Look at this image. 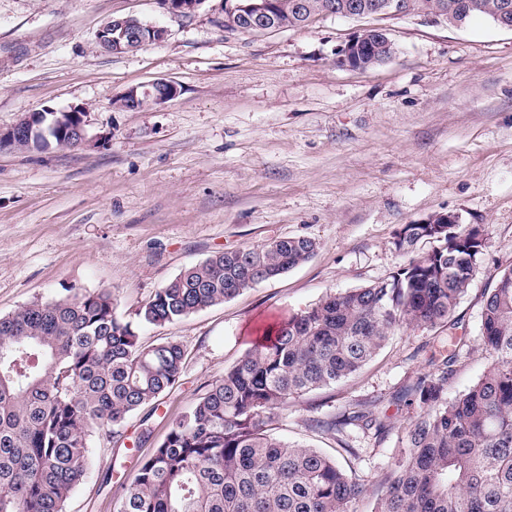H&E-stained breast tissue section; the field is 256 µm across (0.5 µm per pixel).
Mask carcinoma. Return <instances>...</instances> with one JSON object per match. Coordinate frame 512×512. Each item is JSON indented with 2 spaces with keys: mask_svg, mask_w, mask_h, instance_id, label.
<instances>
[{
  "mask_svg": "<svg viewBox=\"0 0 512 512\" xmlns=\"http://www.w3.org/2000/svg\"><path fill=\"white\" fill-rule=\"evenodd\" d=\"M460 20L493 19L501 0H444ZM433 243L432 253H418ZM392 275L326 296L262 330L254 348L199 394L140 462L117 512H355L366 492L318 448L271 434L296 397L357 373L404 326L446 323L468 290L486 234L465 224H403ZM317 243L278 238L217 251L184 268L136 313L108 290L66 289L0 316V512H66L90 465L95 434L120 441L127 418L179 381L181 342L145 344L138 330L182 320L308 262ZM481 341L492 358L464 393L448 396L458 354L395 397L419 408L397 437L374 512H512V267L488 289ZM382 438L396 428L362 403L316 420Z\"/></svg>",
  "mask_w": 512,
  "mask_h": 512,
  "instance_id": "carcinoma-1",
  "label": "carcinoma"
}]
</instances>
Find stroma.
I'll use <instances>...</instances> for the list:
<instances>
[{
  "instance_id": "35a3bbf8",
  "label": "stroma",
  "mask_w": 512,
  "mask_h": 512,
  "mask_svg": "<svg viewBox=\"0 0 512 512\" xmlns=\"http://www.w3.org/2000/svg\"><path fill=\"white\" fill-rule=\"evenodd\" d=\"M224 5L205 0L182 17L162 0H0V129L31 112L85 111L78 145L0 152V316L79 288L110 290L130 320L213 252L280 237L318 245L275 280L142 330L143 342L183 344L182 377L157 408L128 418L121 443L93 437L67 512H115L139 461L253 348L258 325L388 277L407 262L393 250L396 230L432 214H458L487 235L450 323L396 330L355 376L291 400L275 432L335 455L366 486L356 512H372L396 434L350 427L345 450L312 419L367 402L405 423L414 410L395 395L457 338L465 346L449 395L491 363L484 293L512 266V30L483 17L461 28L413 11L383 18L394 55L356 69L338 57L371 19L252 34L225 27ZM131 14L164 27L165 39L101 50L102 25ZM159 80L177 84L173 99L116 106Z\"/></svg>"
}]
</instances>
